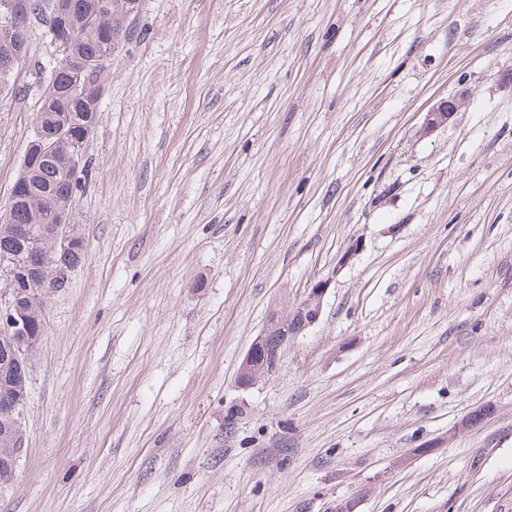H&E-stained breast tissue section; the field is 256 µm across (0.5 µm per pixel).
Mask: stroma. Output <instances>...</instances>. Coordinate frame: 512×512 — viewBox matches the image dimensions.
I'll return each mask as SVG.
<instances>
[{"mask_svg": "<svg viewBox=\"0 0 512 512\" xmlns=\"http://www.w3.org/2000/svg\"><path fill=\"white\" fill-rule=\"evenodd\" d=\"M132 26L0 512H512V0H142ZM37 109L0 95V206ZM464 100V94L460 93L459 95H453L435 103L428 112H426L422 132L427 134L439 127L447 125L454 113L458 112L462 107ZM325 279L308 288L305 297L286 313L273 311L240 364L237 385L249 389L262 378L276 373L288 343L313 327L320 319L330 285Z\"/></svg>", "mask_w": 512, "mask_h": 512, "instance_id": "stroma-1", "label": "stroma"}]
</instances>
